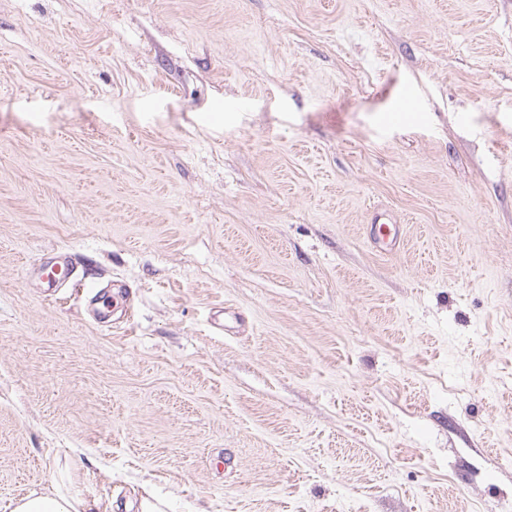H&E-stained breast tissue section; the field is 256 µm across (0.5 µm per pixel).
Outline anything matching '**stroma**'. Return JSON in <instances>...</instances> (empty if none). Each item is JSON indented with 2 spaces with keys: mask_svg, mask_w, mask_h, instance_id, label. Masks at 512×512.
Segmentation results:
<instances>
[{
  "mask_svg": "<svg viewBox=\"0 0 512 512\" xmlns=\"http://www.w3.org/2000/svg\"><path fill=\"white\" fill-rule=\"evenodd\" d=\"M58 484L512 512V0H0V512Z\"/></svg>",
  "mask_w": 512,
  "mask_h": 512,
  "instance_id": "stroma-1",
  "label": "stroma"
}]
</instances>
